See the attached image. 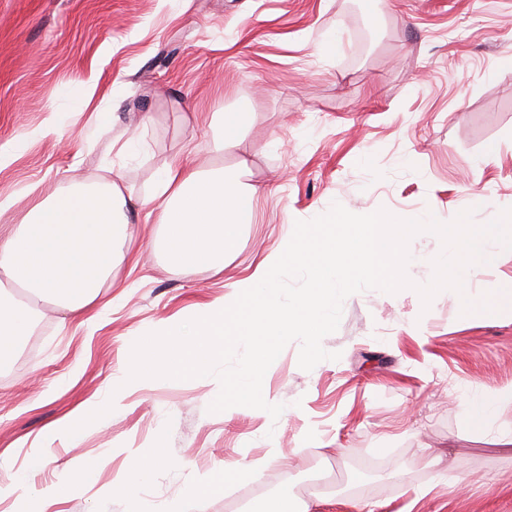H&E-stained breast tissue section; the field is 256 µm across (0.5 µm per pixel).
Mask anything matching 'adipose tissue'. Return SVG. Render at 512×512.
<instances>
[{
	"instance_id": "1",
	"label": "adipose tissue",
	"mask_w": 512,
	"mask_h": 512,
	"mask_svg": "<svg viewBox=\"0 0 512 512\" xmlns=\"http://www.w3.org/2000/svg\"><path fill=\"white\" fill-rule=\"evenodd\" d=\"M37 190L34 184L27 188ZM254 194L238 170L189 162L157 170L143 195L113 180L82 178L67 189L37 194L22 220L0 235V359L32 324V307L18 301L9 285L58 310L86 312L113 269L129 260V227L145 215L159 224L156 248L173 268L187 276L222 269L242 226L254 220Z\"/></svg>"
}]
</instances>
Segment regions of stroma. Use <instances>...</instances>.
<instances>
[{"label":"stroma","mask_w":512,"mask_h":512,"mask_svg":"<svg viewBox=\"0 0 512 512\" xmlns=\"http://www.w3.org/2000/svg\"><path fill=\"white\" fill-rule=\"evenodd\" d=\"M330 32L340 46L327 54ZM232 106L253 114L241 179L261 189L254 223L221 273L189 278L150 246L156 225H134L136 259L102 289L99 319L37 303L39 335L0 360V512L86 465L93 482H73L49 512H161L225 471L199 512H244L285 486L312 512H512V447L497 442L512 403L487 432L462 414L512 387V311L463 313L451 290L423 306L427 265L407 267L413 288L347 297L322 341L333 359L306 371L298 342L284 348L263 378L278 419L209 412L211 376L154 378L107 424L44 439L81 404L108 401L142 333L228 300L296 221L332 203L442 222L468 209L477 225L512 208V0H0V144L26 143L0 168L1 198L101 176L129 140L114 174L138 194L181 155L235 167L237 152L212 150L211 120ZM54 109L73 110L71 123L43 135ZM183 112L199 113L195 129ZM152 446L163 461L148 469L136 452Z\"/></svg>","instance_id":"1"}]
</instances>
